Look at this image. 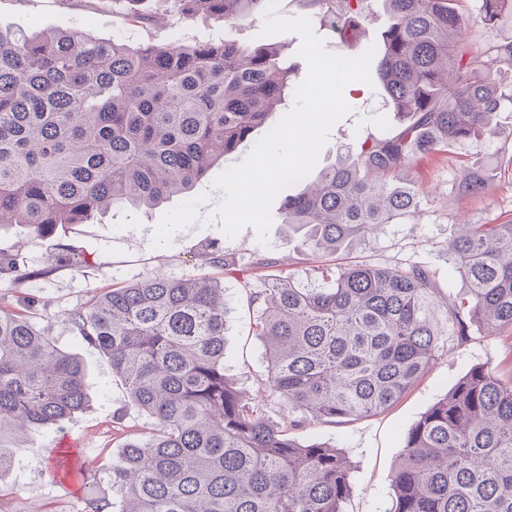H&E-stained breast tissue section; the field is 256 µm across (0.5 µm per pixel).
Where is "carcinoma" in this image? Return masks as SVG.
I'll list each match as a JSON object with an SVG mask.
<instances>
[{
  "instance_id": "cac0c4a2",
  "label": "carcinoma",
  "mask_w": 512,
  "mask_h": 512,
  "mask_svg": "<svg viewBox=\"0 0 512 512\" xmlns=\"http://www.w3.org/2000/svg\"><path fill=\"white\" fill-rule=\"evenodd\" d=\"M337 30L364 17L339 0ZM466 0H383L389 23L377 77L400 127L363 140L288 196L282 223L334 253L417 209L400 180L421 156L495 136L512 78V41L475 47ZM484 23L512 0H479ZM268 0H112L155 27L205 16L224 38L129 44L85 31L0 30V229L37 237L115 207L151 209L187 193L255 130L288 88L281 48H244L227 32ZM483 189L466 171L465 195ZM466 298L443 300L428 270L316 266L248 289L266 342L261 385L246 397L224 375V286L154 275L93 296L70 314L144 416L112 462V512H343L352 467L337 448L302 445L305 421L347 425L395 405L475 323L512 330V224H462L448 243ZM83 360L47 327L0 306V437L26 448L89 403ZM302 416L272 422L268 401ZM387 512H512V377L475 366L408 432Z\"/></svg>"
}]
</instances>
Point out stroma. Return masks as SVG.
Returning a JSON list of instances; mask_svg holds the SVG:
<instances>
[{"label":"stroma","mask_w":512,"mask_h":512,"mask_svg":"<svg viewBox=\"0 0 512 512\" xmlns=\"http://www.w3.org/2000/svg\"><path fill=\"white\" fill-rule=\"evenodd\" d=\"M262 16H255L232 31L209 20L173 21L151 28L120 18L102 0H0V27L11 30L81 29L104 39L135 42L218 38L230 34L242 46L263 42ZM349 112L332 128L321 147L314 172L333 165L359 141L394 130L398 120L390 112L378 81L367 84L362 96L349 97ZM499 133L483 148L460 146L438 157L418 158L407 170L420 200L417 213L388 225L364 244L353 245L336 256L337 264L369 262L384 266H425L441 297L463 294L465 284L448 253L456 224H506L512 222V106L504 105L496 117ZM484 182L476 195L459 194L464 172ZM284 195L271 205V225L266 235L243 227L227 237L217 209L222 190L212 179L200 182L190 193L171 197L154 210L130 207L109 210L88 224H71L53 235L30 237L18 229L0 231V252L17 255L18 275H0V298L6 305L27 299L30 320L49 327L62 350L77 354L88 370V407L59 426L32 430L28 447L14 453L9 467L0 471V512H85L83 487L73 497H63L53 486L55 468L63 457L62 436L83 443L98 471L93 476L100 497L112 496L106 472L124 443L136 436L143 421L129 403L122 382L113 377L101 352L72 330L69 314L83 307L93 294L156 273L172 279L207 275L224 287V372L245 393L261 389L265 349L251 323L244 283L258 288L264 278L285 271L313 267L315 257L303 234L291 233L282 222ZM181 225L177 235L168 227ZM222 249L229 259L225 268L204 264L208 250ZM512 375V331L486 335L471 331L468 342L440 356L424 376L388 411L346 426L309 423L294 430L301 444L326 442L342 449L353 463V493L343 512H386L391 504V476L403 450L404 439L423 413L442 398L474 366Z\"/></svg>","instance_id":"35a3bbf8"}]
</instances>
